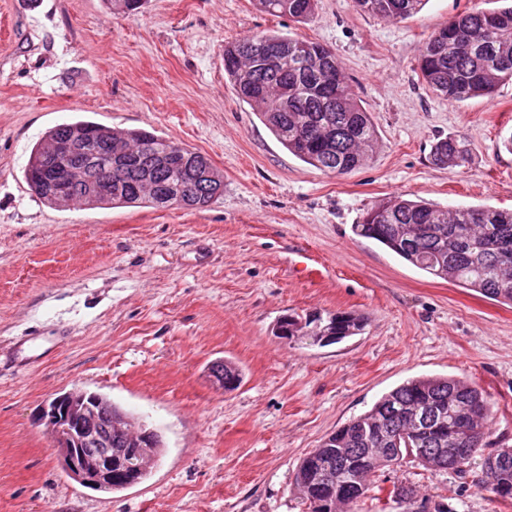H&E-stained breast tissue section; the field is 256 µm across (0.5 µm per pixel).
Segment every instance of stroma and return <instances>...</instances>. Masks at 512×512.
<instances>
[{"mask_svg": "<svg viewBox=\"0 0 512 512\" xmlns=\"http://www.w3.org/2000/svg\"><path fill=\"white\" fill-rule=\"evenodd\" d=\"M492 0H428L388 20L318 0L297 23L254 0H0V512H302L294 474L320 441L412 377H462L512 445V305L433 277L351 227L388 197L512 209V81L451 103L424 83L421 44ZM276 31L330 47L379 130L345 175L289 154L224 78L226 43ZM83 118L195 149L224 175L207 207L55 208L24 179L49 128ZM461 140L462 168L434 143ZM326 266L297 274L301 254ZM352 311L361 334L305 347L286 315ZM50 348L20 366L17 345ZM242 371L232 391L213 362ZM105 395L160 434L162 460L116 493L65 472L35 414L50 396ZM456 512H512L471 479L411 456L378 472ZM432 156L438 165L448 168H462L468 164V150L458 139L448 137L438 141L434 147Z\"/></svg>", "mask_w": 512, "mask_h": 512, "instance_id": "stroma-1", "label": "stroma"}]
</instances>
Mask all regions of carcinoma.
Returning <instances> with one entry per match:
<instances>
[{
  "mask_svg": "<svg viewBox=\"0 0 512 512\" xmlns=\"http://www.w3.org/2000/svg\"><path fill=\"white\" fill-rule=\"evenodd\" d=\"M257 7L296 22L313 17L317 0H255ZM425 0H354L357 9L387 19L417 13ZM266 43L279 44L275 61L262 57ZM419 68L425 83L456 103L493 93L512 78V4L489 11L472 8L428 35ZM224 74L238 98L256 112L276 140L302 162L334 174L360 167L379 145L370 113L352 91L332 50L316 41L265 32L224 46ZM81 135L76 154L50 152L52 146ZM143 129L116 132L77 120L47 130L33 147L24 172L33 195L58 207L46 183L51 167L68 173L82 166L102 182L89 205L95 208L160 207L161 201L203 208L224 193V175L203 153ZM432 156L448 168L468 164L458 139L438 141ZM353 233L384 245L406 262L449 279L486 298L512 304V210L459 206L452 209L400 196L366 211ZM336 341L363 329L361 316L336 312L326 317ZM492 407L483 391L454 377H417L384 394L370 410L351 419L301 460L294 485L304 512H335L346 504L355 512L373 489L372 478L385 467L413 456L435 472L467 478L480 468L475 484L502 499H512V446L487 455ZM129 432L112 433V457H120L112 485L118 492L145 480L138 468L144 456L161 459L162 449L127 441ZM394 452L377 461L373 449Z\"/></svg>",
  "mask_w": 512,
  "mask_h": 512,
  "instance_id": "1",
  "label": "carcinoma"
}]
</instances>
